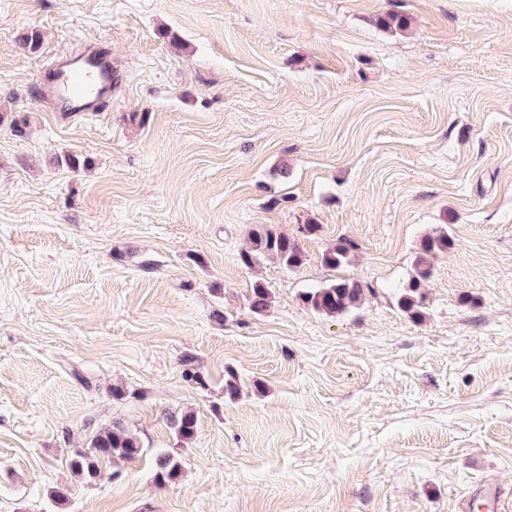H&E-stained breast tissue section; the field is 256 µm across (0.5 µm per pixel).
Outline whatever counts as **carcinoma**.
I'll use <instances>...</instances> for the list:
<instances>
[{
	"label": "carcinoma",
	"mask_w": 512,
	"mask_h": 512,
	"mask_svg": "<svg viewBox=\"0 0 512 512\" xmlns=\"http://www.w3.org/2000/svg\"><path fill=\"white\" fill-rule=\"evenodd\" d=\"M320 230L318 224L298 225L297 237H289L277 232L270 226L258 224L250 231L249 246L240 253V262L247 268H256L264 259L277 258L284 268L295 270L304 262V253L300 238H308ZM453 239L445 226L435 227L424 235L416 253L413 269L407 284L399 294L400 308L415 321L422 318L424 296L421 292L423 282L432 271L433 260L452 248ZM354 243L342 238L323 255L326 266L337 268L348 262ZM365 295L364 286L358 281L341 279L314 288L301 295L302 302L313 311L328 317L342 315L353 308ZM270 293L261 283H255L250 296V311L261 315L268 310ZM169 423L183 441L193 439L196 434V417L192 413L172 416ZM144 453L139 439L126 427L115 423L97 432L90 441L89 451L77 450L71 459V467L86 478L94 479L99 475V461L114 459L132 461ZM156 477L160 481L175 478L179 473V464L169 454H160L156 460Z\"/></svg>",
	"instance_id": "1"
}]
</instances>
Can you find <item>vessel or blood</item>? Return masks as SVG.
Instances as JSON below:
<instances>
[{"instance_id":"vessel-or-blood-1","label":"vessel or blood","mask_w":512,"mask_h":512,"mask_svg":"<svg viewBox=\"0 0 512 512\" xmlns=\"http://www.w3.org/2000/svg\"><path fill=\"white\" fill-rule=\"evenodd\" d=\"M117 80L111 54L92 46L77 57L57 54L40 75L37 94L50 101L55 112L70 118L99 111Z\"/></svg>"}]
</instances>
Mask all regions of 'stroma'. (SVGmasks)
I'll return each mask as SVG.
<instances>
[{"instance_id":"obj_1","label":"stroma","mask_w":512,"mask_h":512,"mask_svg":"<svg viewBox=\"0 0 512 512\" xmlns=\"http://www.w3.org/2000/svg\"><path fill=\"white\" fill-rule=\"evenodd\" d=\"M89 42L121 81L61 119L31 89ZM306 223L299 269L241 264ZM337 279L358 306L303 305ZM115 422L143 456L75 474ZM488 482L512 497V0H0V512H463ZM453 246V239L448 235L445 225L435 227L424 235L416 253L413 269L407 284L399 294L400 308L413 320H420L423 316L422 306L424 296L421 292L423 282L427 280L432 271L433 260L440 254L448 252ZM365 289L368 288L358 281L341 279L304 292L301 300L317 313L336 317L353 308L365 295Z\"/></svg>"}]
</instances>
